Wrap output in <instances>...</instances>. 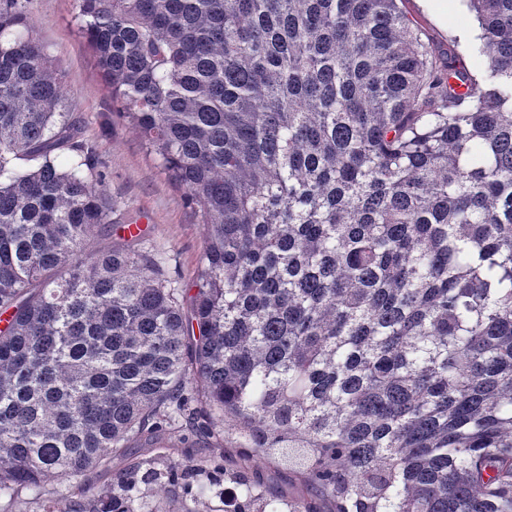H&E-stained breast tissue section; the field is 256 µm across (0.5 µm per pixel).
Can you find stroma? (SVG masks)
Returning <instances> with one entry per match:
<instances>
[{
    "instance_id": "obj_1",
    "label": "stroma",
    "mask_w": 512,
    "mask_h": 512,
    "mask_svg": "<svg viewBox=\"0 0 512 512\" xmlns=\"http://www.w3.org/2000/svg\"><path fill=\"white\" fill-rule=\"evenodd\" d=\"M30 7L40 41L62 61L67 110L96 145L115 204L113 242H124L129 237L128 226L140 225L142 237L166 252L183 284L191 285L202 254L204 229L186 205L183 189L149 154L131 123L113 119L111 88L80 33L76 0H31ZM402 7L440 49L456 40L465 51L467 69L481 76L480 59L468 51L477 40L478 22L462 0H448L444 16L432 13L422 0H404ZM172 456L183 458L188 480L202 481L210 460L223 458L224 451L211 439L184 442L179 434L167 433L153 447L131 448L125 463L150 458L160 470Z\"/></svg>"
}]
</instances>
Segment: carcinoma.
<instances>
[{
  "label": "carcinoma",
  "mask_w": 512,
  "mask_h": 512,
  "mask_svg": "<svg viewBox=\"0 0 512 512\" xmlns=\"http://www.w3.org/2000/svg\"><path fill=\"white\" fill-rule=\"evenodd\" d=\"M403 0H77L120 115L205 228L101 247L114 204L31 0H0V497L152 512L162 433L235 449L231 512H512V0L481 78ZM303 486L266 496L253 462Z\"/></svg>",
  "instance_id": "cac0c4a2"
}]
</instances>
